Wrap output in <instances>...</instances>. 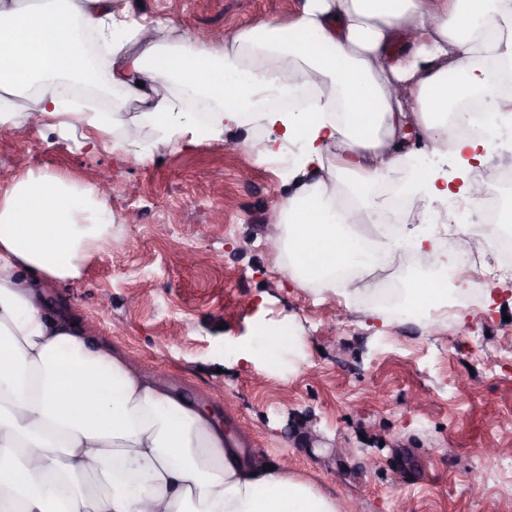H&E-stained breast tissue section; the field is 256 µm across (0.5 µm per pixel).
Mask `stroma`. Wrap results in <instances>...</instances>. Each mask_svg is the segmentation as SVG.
Listing matches in <instances>:
<instances>
[{"mask_svg":"<svg viewBox=\"0 0 512 512\" xmlns=\"http://www.w3.org/2000/svg\"><path fill=\"white\" fill-rule=\"evenodd\" d=\"M175 41L287 21L297 0H128ZM261 121L191 147L146 127L127 149L42 122L0 127V171L78 183L110 175L109 243L59 295L148 371L232 420L253 457L337 497L340 512H512V273L475 304L391 319L370 291L345 298L285 278L274 214L287 162L256 163ZM149 146L152 159L135 163ZM301 338L280 373L224 358L259 325Z\"/></svg>","mask_w":512,"mask_h":512,"instance_id":"1","label":"stroma"}]
</instances>
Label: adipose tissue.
I'll return each mask as SVG.
<instances>
[{
    "label": "adipose tissue",
    "mask_w": 512,
    "mask_h": 512,
    "mask_svg": "<svg viewBox=\"0 0 512 512\" xmlns=\"http://www.w3.org/2000/svg\"><path fill=\"white\" fill-rule=\"evenodd\" d=\"M143 30L114 0H0V125L21 124L14 100L29 97L40 121L121 151L128 126L194 146L259 119L268 135L255 161L293 145L295 174H314L279 205L290 280L348 296L418 254L429 275L381 292L397 318L473 287L457 270L479 231L449 224L448 197L475 202L480 170L504 158L489 138H449L437 115L486 87L482 58L512 61V0H302L288 22L220 43L150 39L131 51ZM104 73L120 93L110 111H74L67 79L93 87ZM416 156L437 163L411 177L408 223L380 226L372 187ZM0 177V512H336L55 296L114 222L96 183ZM297 341L283 326L224 352L272 372Z\"/></svg>",
    "instance_id": "ef3b65f1"
}]
</instances>
